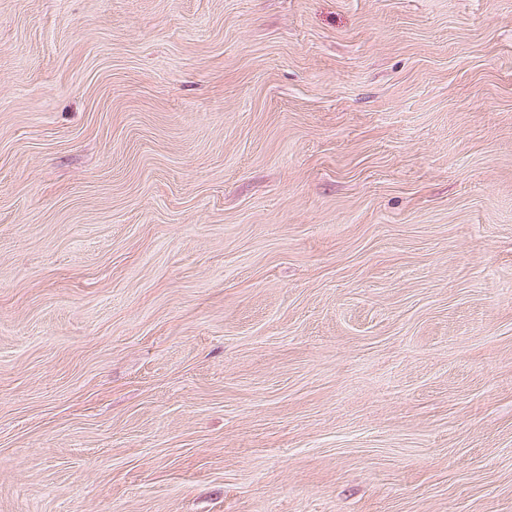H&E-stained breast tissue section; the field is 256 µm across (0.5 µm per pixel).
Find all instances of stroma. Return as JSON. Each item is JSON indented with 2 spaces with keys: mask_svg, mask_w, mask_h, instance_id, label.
<instances>
[{
  "mask_svg": "<svg viewBox=\"0 0 512 512\" xmlns=\"http://www.w3.org/2000/svg\"><path fill=\"white\" fill-rule=\"evenodd\" d=\"M0 512H512V0H0Z\"/></svg>",
  "mask_w": 512,
  "mask_h": 512,
  "instance_id": "1",
  "label": "stroma"
}]
</instances>
